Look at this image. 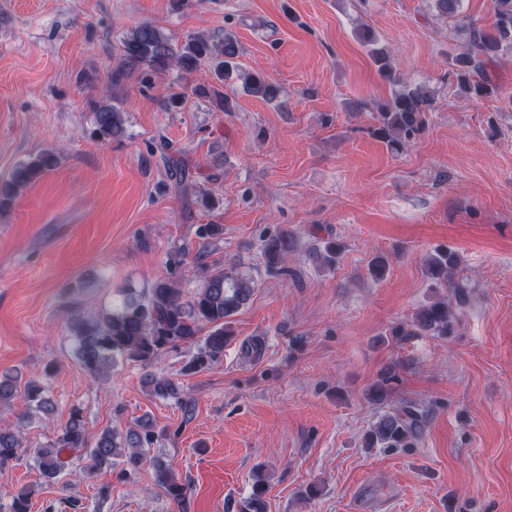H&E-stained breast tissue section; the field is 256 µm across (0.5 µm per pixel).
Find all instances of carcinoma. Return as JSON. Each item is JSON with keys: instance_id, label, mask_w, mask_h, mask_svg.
<instances>
[{"instance_id": "1", "label": "carcinoma", "mask_w": 512, "mask_h": 512, "mask_svg": "<svg viewBox=\"0 0 512 512\" xmlns=\"http://www.w3.org/2000/svg\"><path fill=\"white\" fill-rule=\"evenodd\" d=\"M441 18H453L456 31L466 39V48L454 55L450 74L455 79L456 92L467 98H484L499 93L491 79V70L507 55H512V0H494V22L484 27L463 14L462 0H430ZM356 34L371 57L378 74L396 86L390 99L380 104L375 116L372 134L383 141L393 153L411 145L425 130L428 113L434 110L435 97L426 86L401 80L392 67L388 50L379 46L372 29L362 23ZM240 48L235 35L224 32V39L213 41L205 35H194L180 47L157 26L145 22L132 30L123 42V64L112 74L119 82L127 75V66L133 65L145 73H162L177 67L185 73L210 60L215 73L226 85L241 84L248 94L272 102L279 96L278 87L264 73L241 68L237 63ZM97 133L103 138L123 137L124 116L116 106L101 101L94 105ZM58 163L57 155L42 152L18 164L7 187L0 190V208L8 207L18 191L26 188ZM294 248V235L286 230L262 240V254L266 267L275 271H288L289 254ZM343 244L331 237L322 239L315 248L320 262L334 265ZM459 253L440 247L425 260L423 275L429 287L437 294L421 306L412 321L395 326L393 336L432 335L446 336L454 326L455 316L448 300L452 290L455 302L466 299V286L453 279L459 267ZM390 261L385 255L373 257L368 265L370 278L381 281L389 271ZM254 292L253 279L233 271L204 272L202 285L190 299H183L179 280L168 276L156 280L144 294L126 295L112 308L86 317L79 311L80 302L70 296L62 306L70 315L68 329L73 339L76 356L85 372L96 379L102 378L117 360L133 361L145 369V381L153 386L155 396L163 400L182 402L183 389L172 380L159 377L151 368L169 349L181 343H197V354L185 365V371L198 372L208 367L224 353V346L233 336L231 318L248 304ZM209 333L200 336L203 328ZM395 376L385 375L369 393L378 405L388 401L390 384ZM28 401L34 413L49 415L54 404L48 388L37 380H28L18 386L16 377L0 378V406H6L16 397L18 390ZM425 429V409L413 402H404L377 417L363 436L365 448H412L421 439ZM156 439L153 425L139 421L137 428L125 435L106 429L92 448L85 447V421L82 410L75 407L61 433L54 442L38 448L23 447L21 432L8 426L0 428V468L20 460L28 454L41 477L53 480L67 467L70 454L83 452L87 464L84 472L89 477L112 472V466H122L121 473L137 470L144 460V449ZM156 479L165 494L181 503L187 497L188 487L162 460L154 462ZM267 486L256 482L250 496L241 506V512H266Z\"/></svg>"}]
</instances>
